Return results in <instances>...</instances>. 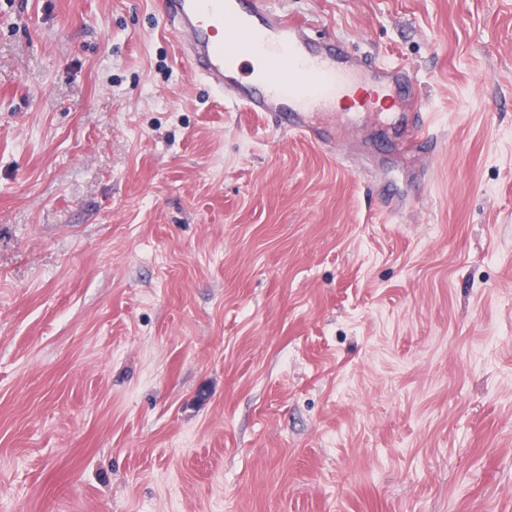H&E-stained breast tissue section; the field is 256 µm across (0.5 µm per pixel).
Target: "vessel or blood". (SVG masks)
Masks as SVG:
<instances>
[{
  "instance_id": "vessel-or-blood-1",
  "label": "vessel or blood",
  "mask_w": 512,
  "mask_h": 512,
  "mask_svg": "<svg viewBox=\"0 0 512 512\" xmlns=\"http://www.w3.org/2000/svg\"><path fill=\"white\" fill-rule=\"evenodd\" d=\"M163 20L180 37L182 57L195 76L235 104L277 117L280 130L323 144L354 131L356 122L325 130L313 123L314 113L342 100L364 112L414 83L407 63H381L351 55L340 43L317 41L305 21L279 12L273 0H166ZM273 55L288 56L287 74L258 79L240 70L243 59ZM405 121L416 139L438 144L431 112L416 108Z\"/></svg>"
}]
</instances>
